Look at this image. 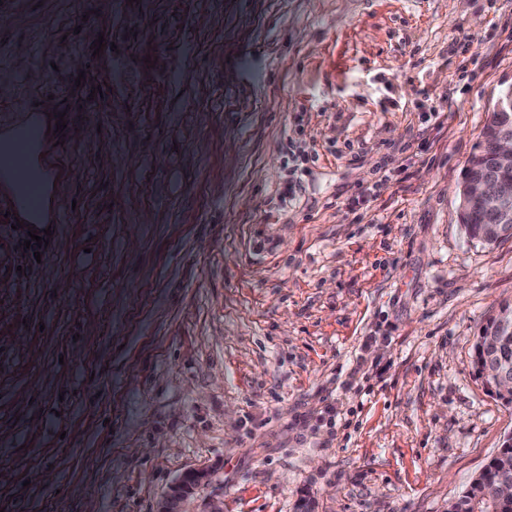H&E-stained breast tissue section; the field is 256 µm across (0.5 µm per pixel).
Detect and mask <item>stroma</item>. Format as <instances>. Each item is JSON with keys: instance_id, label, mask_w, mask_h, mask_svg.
<instances>
[{"instance_id": "obj_1", "label": "stroma", "mask_w": 512, "mask_h": 512, "mask_svg": "<svg viewBox=\"0 0 512 512\" xmlns=\"http://www.w3.org/2000/svg\"><path fill=\"white\" fill-rule=\"evenodd\" d=\"M510 89L512 0H0L58 193L33 251L0 188V512H448L512 434L456 192ZM211 468H193L177 477L160 496L154 512H194L188 505L213 476Z\"/></svg>"}]
</instances>
